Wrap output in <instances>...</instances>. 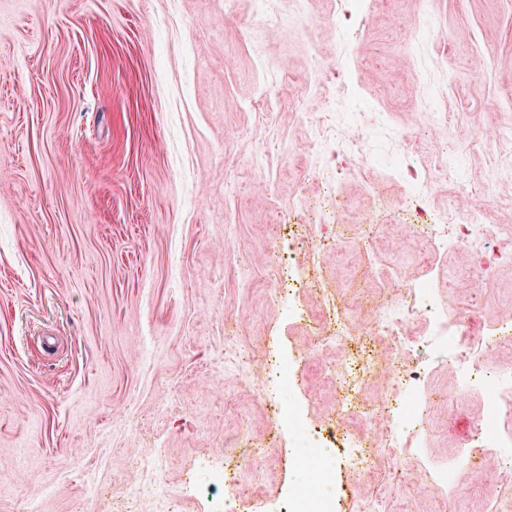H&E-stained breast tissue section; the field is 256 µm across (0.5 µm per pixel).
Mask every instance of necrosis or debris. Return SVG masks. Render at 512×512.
<instances>
[{
  "label": "necrosis or debris",
  "instance_id": "1",
  "mask_svg": "<svg viewBox=\"0 0 512 512\" xmlns=\"http://www.w3.org/2000/svg\"><path fill=\"white\" fill-rule=\"evenodd\" d=\"M331 119V112H324L322 124L311 132L309 150L320 158L323 173L334 176L336 183H343L349 175L366 177L368 167L363 160L371 154L370 134L351 114H344L342 122L352 134L342 150L330 149L327 146V123ZM392 173L411 185L407 203L422 214L427 235L436 250L447 249L448 245L461 241L479 243L496 239L499 243L497 251L474 271L478 278L486 274L492 264L512 258V235L482 223L461 198L451 199L445 210L432 206L428 191L432 182L430 175L419 174L410 164L395 167ZM336 236L337 227L333 224L326 225L317 235L303 233V259L289 263L288 274L278 282L276 295L290 297L295 289L317 287L318 282L311 277L310 269L315 266L326 240ZM433 288V279L425 275L400 281L392 295L365 314L342 311L330 299L325 302L327 314L321 341L342 350L336 361L327 367V374L335 382L341 397L340 416L380 422L370 434L369 445L358 446L346 458L352 481H361L375 458L398 460L413 456L424 444L429 403L418 392L422 373L407 359L415 346L449 353L459 375L467 378L468 389L476 391L482 387L481 381L474 379L473 372L492 344L491 333L487 330L475 332L476 304L448 310L447 306L438 305L431 299ZM423 317L428 320L425 331L422 335H414L411 325ZM377 339L394 345L396 357L377 364L370 355L361 353V345ZM373 377L381 380L387 393L386 404L375 410L368 408L361 397L364 383ZM480 448H490L497 455L512 457L511 384H497L495 393L485 403L482 418L461 444V450L466 454H475Z\"/></svg>",
  "mask_w": 512,
  "mask_h": 512
}]
</instances>
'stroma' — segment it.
Instances as JSON below:
<instances>
[{
    "label": "stroma",
    "mask_w": 512,
    "mask_h": 512,
    "mask_svg": "<svg viewBox=\"0 0 512 512\" xmlns=\"http://www.w3.org/2000/svg\"><path fill=\"white\" fill-rule=\"evenodd\" d=\"M291 17L267 25L256 0H0V512H222L213 466L246 429L265 440L270 408L234 368L231 345L288 364L279 393L292 409L275 447L244 472L242 498L283 495L306 471L298 456L330 454L297 512L324 499L349 512H488L491 473L455 455L480 419L451 360L416 347L425 392L440 391L420 460L451 465V490L407 494L387 474L417 461L380 457L351 484L341 448L317 432L336 417L320 345L316 296L298 314L273 287L299 249L287 227L301 194L326 198L306 145L319 111L296 104L313 67L353 87L332 112L361 110L371 148L435 172L444 208L465 195L483 223L512 232V0H272ZM363 21L357 39L345 21ZM437 101L446 122L425 107ZM483 144L470 150L475 137ZM465 152L463 179L438 164ZM337 223L353 237L328 244L322 275L347 309L385 297L356 239L364 233L403 278L431 271L441 302L469 300L466 273L481 246L457 243L434 260L405 211L404 183L346 178ZM512 323V264L481 290L477 328ZM52 333L56 352L34 332ZM101 484L89 498L88 482ZM131 484L146 494L123 503Z\"/></svg>",
    "instance_id": "1"
}]
</instances>
